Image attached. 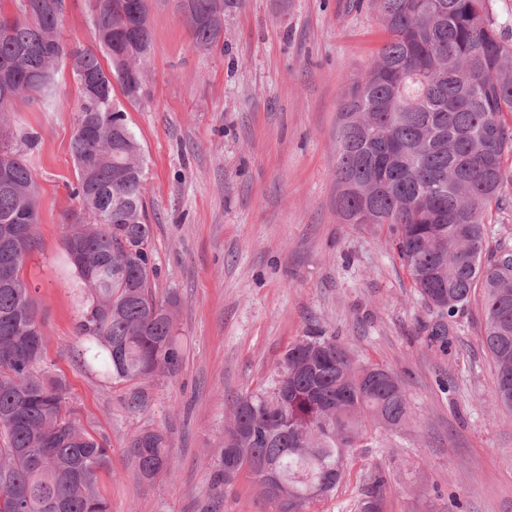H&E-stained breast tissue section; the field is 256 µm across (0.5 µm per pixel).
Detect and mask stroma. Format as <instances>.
Wrapping results in <instances>:
<instances>
[{"label":"stroma","mask_w":512,"mask_h":512,"mask_svg":"<svg viewBox=\"0 0 512 512\" xmlns=\"http://www.w3.org/2000/svg\"><path fill=\"white\" fill-rule=\"evenodd\" d=\"M151 55L137 105L119 99L148 170L157 297L176 295L186 342L176 376L108 384L77 360L78 309L58 259L79 208L71 140L77 86L64 107L17 102L14 130L40 142L39 249L23 275L40 304L46 361L112 468L111 512H275L248 476L216 484L212 463L237 397L270 387L288 345L338 336L358 361L393 372L414 417L369 428L349 477L309 512H358L375 477L384 512H512V413L500 408L483 343L480 299L430 341L437 313L421 298L384 224L344 223L336 204L337 125L353 79L388 34L377 0H237L218 46H194L178 0H148ZM64 45L97 48L88 0H69ZM501 204L485 215L488 249H512V151ZM161 430L172 470L139 480L132 438Z\"/></svg>","instance_id":"obj_1"}]
</instances>
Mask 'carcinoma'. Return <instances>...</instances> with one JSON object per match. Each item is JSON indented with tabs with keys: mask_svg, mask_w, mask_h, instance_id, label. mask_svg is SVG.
<instances>
[{
	"mask_svg": "<svg viewBox=\"0 0 512 512\" xmlns=\"http://www.w3.org/2000/svg\"><path fill=\"white\" fill-rule=\"evenodd\" d=\"M0 14V159L10 186L0 188V512H111L99 476L111 469L106 440L67 404L65 381L45 362L39 305L22 276L37 249L36 228L8 247L4 230L37 211V171L26 154L31 132L6 130L18 99L60 106L55 76L68 63L79 91L72 140L80 209L63 233V270L79 306L77 357L112 382L173 375L186 347L178 299L156 298L152 225L145 202L147 160L116 103L136 104L151 51L138 0H90L89 21L109 65L57 30L67 0H15ZM233 0H183L197 47L216 45ZM389 33L377 58L355 78L339 113L337 207L347 224H387L399 259L423 300L446 327L482 288L484 345L501 407L512 410V250L487 254L484 215L499 206L504 154L512 149V48L489 15L487 0H379ZM378 367L357 362L334 336L316 332L288 346L272 387L239 397L224 428L244 424L240 453L220 450L215 477L233 467L260 482L264 466L288 497L262 493L276 512H308L349 475L351 453L370 425L397 429L411 416L400 382L373 379ZM137 476L153 482L170 471L166 436L136 435ZM322 494L311 495L312 486ZM376 479L359 512H382Z\"/></svg>",
	"mask_w": 512,
	"mask_h": 512,
	"instance_id": "cac0c4a2",
	"label": "carcinoma"
}]
</instances>
